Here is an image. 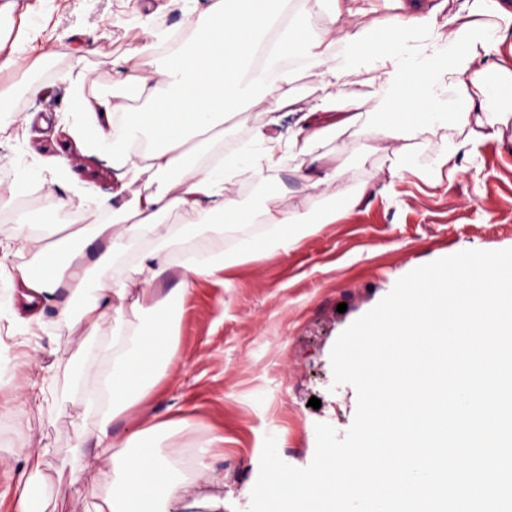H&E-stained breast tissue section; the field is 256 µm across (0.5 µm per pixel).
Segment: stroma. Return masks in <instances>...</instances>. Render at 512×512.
<instances>
[{
  "label": "stroma",
  "instance_id": "stroma-1",
  "mask_svg": "<svg viewBox=\"0 0 512 512\" xmlns=\"http://www.w3.org/2000/svg\"><path fill=\"white\" fill-rule=\"evenodd\" d=\"M0 15V48L20 55L25 67L0 73V100L17 122L0 132V170L10 184L24 183L32 205L12 207L29 225L55 211L49 191L54 170L64 177L59 192L110 197L120 173L111 160L83 148L72 136L86 124L70 110V76L89 72L81 85L87 98L115 96L122 109L142 102L127 87L138 65L134 49L146 29L180 32L185 12L196 0H13ZM268 103L254 100L213 131L216 147L233 146L246 129L266 122ZM439 141L384 140L372 125L324 143L330 159L343 162L349 176L309 188L297 173L304 157L284 155L279 176L307 209L327 199L361 194L362 200L336 223L322 225L286 253H260L226 271L223 283L199 281L181 316L177 361L159 391L117 426L119 434L169 420L181 429L162 435L161 450L195 447L213 435L224 441L209 461L224 472L223 512H248L245 489L255 484L266 436H275L287 464L303 468L313 459L319 423L338 435L350 428L357 407L352 385H334L332 346L353 321L370 311L415 268L464 250L512 248V130L484 144L455 175L441 172L430 181L412 174L389 182L388 167L402 151L431 160ZM346 304L338 312V304ZM111 323L91 330L46 329L31 339L13 309L0 312V363L19 355L23 341L46 370L45 396L32 401L21 377L0 385V406L24 412L23 427L0 442V512H13L14 489L26 448H43L41 470L53 487L46 512H89L83 487L100 482L94 457H86L83 481L71 484L61 464L71 458L94 421L84 413L80 393L71 388L77 364L102 369L99 351ZM321 401L310 407V398Z\"/></svg>",
  "mask_w": 512,
  "mask_h": 512
}]
</instances>
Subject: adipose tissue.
Returning <instances> with one entry per match:
<instances>
[{"mask_svg": "<svg viewBox=\"0 0 512 512\" xmlns=\"http://www.w3.org/2000/svg\"><path fill=\"white\" fill-rule=\"evenodd\" d=\"M277 0H207L185 16L193 34L191 46L168 55L150 75L133 76L140 110L125 113L120 133H113V107L107 98L75 95V111L95 114L91 125L78 130L88 148L111 157L124 179L111 197L88 198L74 193L58 205L72 212L106 214V221L80 232V243L68 252L46 237L16 225L0 230V253L20 247L28 261L14 266L13 283L26 301L28 323L75 330L113 321L111 339L102 351L106 370L94 377L79 375L85 412L96 420L89 442L103 465V486L90 489L91 512H176L197 497L201 487L213 488L214 506L224 504V477L206 462L209 444H202L193 469L181 455L161 454L153 438L175 430L170 420L137 429L129 436L114 431V422L145 403L176 361V329L186 297L200 280H211L260 251H288L320 225L335 222L351 207L341 199L314 212L302 202L287 208L248 212L225 195L224 185L241 170L264 182L270 197L282 195L276 171L284 153L307 157L304 174L312 186L333 182L346 172L315 151L317 144L340 131L360 126L371 116L384 139L437 138L440 151L431 162L410 155L392 163L389 180L404 171H457L486 141L512 128V108L488 104L512 85V12L499 0H468L464 10L436 25L435 10L414 6L407 16H390L345 29L346 16L367 15L360 0H323L320 32L307 38L308 16L282 19ZM334 67H326L329 54ZM291 56L320 68L325 95L315 97L298 115L289 133L278 129L277 113L293 106V70L280 61ZM368 75L377 99L340 94V86ZM269 102L271 117L247 133V148L213 153L200 134L222 125L230 111L254 99ZM156 190L138 187L143 177ZM185 220L175 240L194 243L182 275L163 306H145V289L134 282L107 280L83 298L91 272L112 268L131 258L135 268L152 279L167 275L169 256L157 228L171 213ZM252 224L266 225L262 236L248 233ZM240 229L232 247L224 245V228ZM131 299L129 309L117 301ZM49 476L28 464L15 486L14 512H45Z\"/></svg>", "mask_w": 512, "mask_h": 512, "instance_id": "1", "label": "adipose tissue"}]
</instances>
